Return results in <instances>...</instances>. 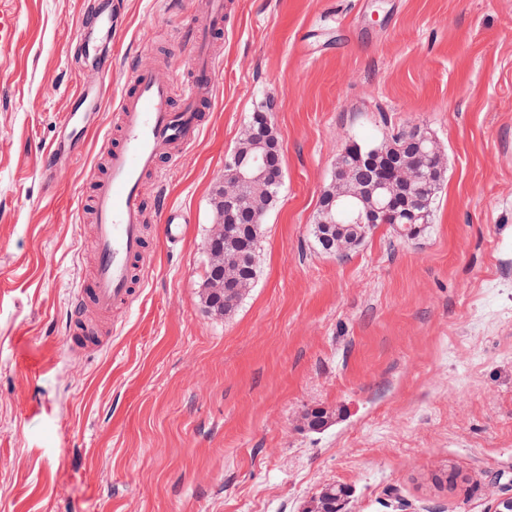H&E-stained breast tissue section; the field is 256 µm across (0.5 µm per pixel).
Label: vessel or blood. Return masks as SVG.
Here are the masks:
<instances>
[{"label": "vessel or blood", "mask_w": 512, "mask_h": 512, "mask_svg": "<svg viewBox=\"0 0 512 512\" xmlns=\"http://www.w3.org/2000/svg\"><path fill=\"white\" fill-rule=\"evenodd\" d=\"M226 22L224 0H210L206 16L190 20V63L192 79L182 85L160 79L156 72L128 69L119 94L116 114L119 137L108 146V172L97 181L91 207L97 223L98 261L91 289L77 287L72 299L71 334H79L84 306L101 315L126 303L133 293L132 263L144 251L142 224L145 210L140 198L144 176L159 174L161 156L181 159L203 132L202 114L212 100L218 59L212 47ZM112 39V13L99 10L89 49ZM180 97L179 107H170L172 97ZM100 98L99 92L80 89L74 108L67 116L71 137L83 135V113ZM163 233L171 242L181 241L187 219L176 208L161 210Z\"/></svg>", "instance_id": "1"}]
</instances>
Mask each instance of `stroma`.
Segmentation results:
<instances>
[{
	"label": "stroma",
	"instance_id": "obj_1",
	"mask_svg": "<svg viewBox=\"0 0 512 512\" xmlns=\"http://www.w3.org/2000/svg\"><path fill=\"white\" fill-rule=\"evenodd\" d=\"M111 73L88 58L102 0H0V512H495L512 498V0H230L198 142L141 185L145 257L103 347L70 348L92 280L83 196L103 176L128 65L189 81L184 29L209 0H122ZM103 91L81 157L82 87ZM276 101L283 168L254 284L205 309L212 192ZM420 127L448 160L410 240L380 224L319 252L313 224L346 143ZM189 217L169 244L157 192ZM332 414L321 432L303 415ZM102 91H93L81 88L75 94L74 108L67 116V125L70 128L71 142L77 137H81L84 133L83 114L87 108L96 106Z\"/></svg>",
	"mask_w": 512,
	"mask_h": 512
}]
</instances>
